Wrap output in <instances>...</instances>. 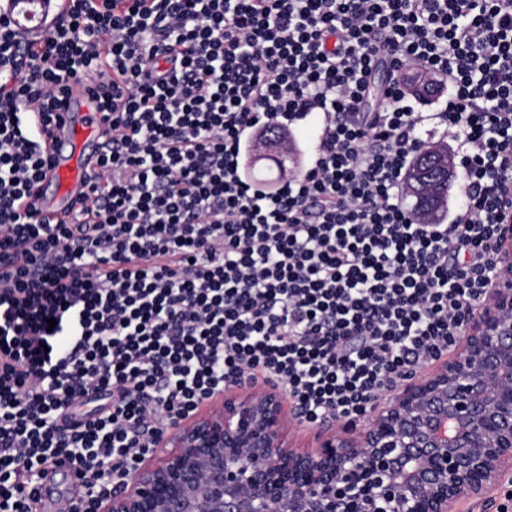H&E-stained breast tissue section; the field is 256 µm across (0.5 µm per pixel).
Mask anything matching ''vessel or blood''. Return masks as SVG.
<instances>
[{"instance_id": "obj_1", "label": "vessel or blood", "mask_w": 512, "mask_h": 512, "mask_svg": "<svg viewBox=\"0 0 512 512\" xmlns=\"http://www.w3.org/2000/svg\"><path fill=\"white\" fill-rule=\"evenodd\" d=\"M18 38L36 42L61 23L68 0H4ZM108 120L91 91L69 99L49 141L50 160L42 187L39 218L45 223L72 221L79 201L89 192L95 161L104 146Z\"/></svg>"}]
</instances>
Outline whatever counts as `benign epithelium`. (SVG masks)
Masks as SVG:
<instances>
[{
	"label": "benign epithelium",
	"instance_id": "7a95c632",
	"mask_svg": "<svg viewBox=\"0 0 512 512\" xmlns=\"http://www.w3.org/2000/svg\"><path fill=\"white\" fill-rule=\"evenodd\" d=\"M486 302L453 351L411 373L361 431L287 444L283 390L235 381L169 420L90 512H458L512 473V224Z\"/></svg>",
	"mask_w": 512,
	"mask_h": 512
}]
</instances>
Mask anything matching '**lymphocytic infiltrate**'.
Instances as JSON below:
<instances>
[{
  "instance_id": "obj_1",
  "label": "lymphocytic infiltrate",
  "mask_w": 512,
  "mask_h": 512,
  "mask_svg": "<svg viewBox=\"0 0 512 512\" xmlns=\"http://www.w3.org/2000/svg\"><path fill=\"white\" fill-rule=\"evenodd\" d=\"M409 64L446 88L436 111ZM92 79L99 181L76 222L41 223L40 130ZM309 122L306 167L245 176L259 131ZM436 134L463 199L427 220L403 180ZM502 224L512 0H69L30 44L0 14V512H37L61 468L112 494L231 379L309 422L364 415L486 300Z\"/></svg>"
}]
</instances>
